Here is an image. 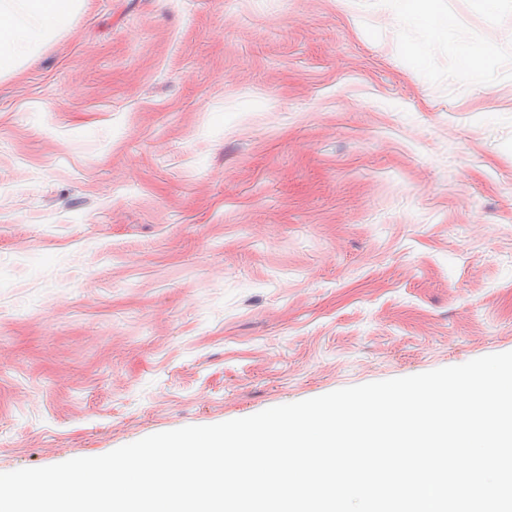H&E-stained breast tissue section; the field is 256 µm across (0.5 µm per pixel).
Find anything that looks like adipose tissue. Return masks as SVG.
<instances>
[{
    "mask_svg": "<svg viewBox=\"0 0 512 512\" xmlns=\"http://www.w3.org/2000/svg\"><path fill=\"white\" fill-rule=\"evenodd\" d=\"M83 0H0V74L15 70L54 34L67 28ZM398 13L428 41L453 34L452 24L434 0H395Z\"/></svg>",
    "mask_w": 512,
    "mask_h": 512,
    "instance_id": "obj_1",
    "label": "adipose tissue"
}]
</instances>
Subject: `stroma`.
Returning <instances> with one entry per match:
<instances>
[{
  "label": "stroma",
  "instance_id": "stroma-1",
  "mask_svg": "<svg viewBox=\"0 0 512 512\" xmlns=\"http://www.w3.org/2000/svg\"><path fill=\"white\" fill-rule=\"evenodd\" d=\"M437 5L85 0L0 75V472L512 351V8ZM395 7L405 20L424 33L428 41L448 40L453 35L452 23L433 0H396ZM461 68L476 81H489L494 77V70L489 59L471 50H464L461 55Z\"/></svg>",
  "mask_w": 512,
  "mask_h": 512
}]
</instances>
